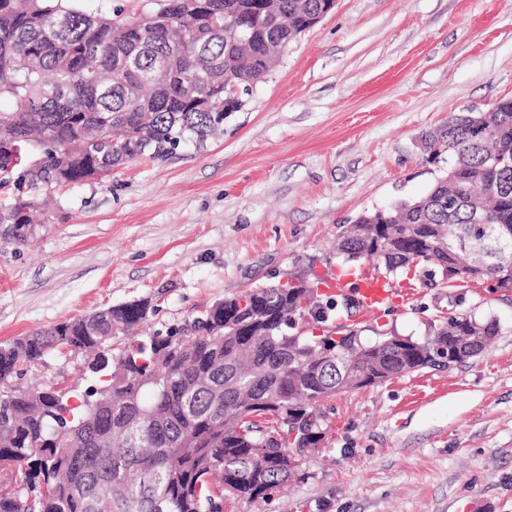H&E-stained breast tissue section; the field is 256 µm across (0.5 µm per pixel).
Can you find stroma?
I'll use <instances>...</instances> for the list:
<instances>
[{
  "mask_svg": "<svg viewBox=\"0 0 512 512\" xmlns=\"http://www.w3.org/2000/svg\"><path fill=\"white\" fill-rule=\"evenodd\" d=\"M508 97L512 0H336L221 131L51 191L34 239L0 244V343L142 298L149 336L294 276L374 269L338 257L340 226L424 194L453 162L431 135ZM393 281L401 307L349 320L366 339L422 340L458 314L497 336L463 363L328 399L288 487L224 512H512V294L411 269ZM83 367L61 350L19 383L76 384Z\"/></svg>",
  "mask_w": 512,
  "mask_h": 512,
  "instance_id": "1",
  "label": "stroma"
}]
</instances>
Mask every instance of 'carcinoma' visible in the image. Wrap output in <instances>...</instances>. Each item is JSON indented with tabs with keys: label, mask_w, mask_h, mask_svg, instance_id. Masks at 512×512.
Here are the masks:
<instances>
[{
	"label": "carcinoma",
	"mask_w": 512,
	"mask_h": 512,
	"mask_svg": "<svg viewBox=\"0 0 512 512\" xmlns=\"http://www.w3.org/2000/svg\"><path fill=\"white\" fill-rule=\"evenodd\" d=\"M75 0H0V240L25 245L34 212L55 186L103 180L148 156L165 160L182 144L216 132L228 112L203 109L183 90L189 80L224 101V81L242 94L261 82L276 56L263 31L273 24L255 0H162L137 21L88 14ZM281 39L311 27L325 0H278ZM250 13L259 30L247 45L224 37V19ZM456 161L424 195L359 216L337 237L347 260L374 258L386 274L415 263L448 282L512 281V251L484 225L512 239V99L477 115L448 118L437 135ZM40 167L28 169L32 158ZM306 280L256 288L199 312L191 339L145 336L110 357L99 338L126 333L154 307L122 303L0 344V512H221L224 495L266 500L295 474L288 455L307 457L323 437L321 403L403 374L477 356L496 324L450 316L424 341L366 340L359 331L297 336L307 317L329 320ZM66 348L94 353L88 382L63 391L23 389V367ZM75 431L62 448L60 431Z\"/></svg>",
	"instance_id": "carcinoma-1"
}]
</instances>
